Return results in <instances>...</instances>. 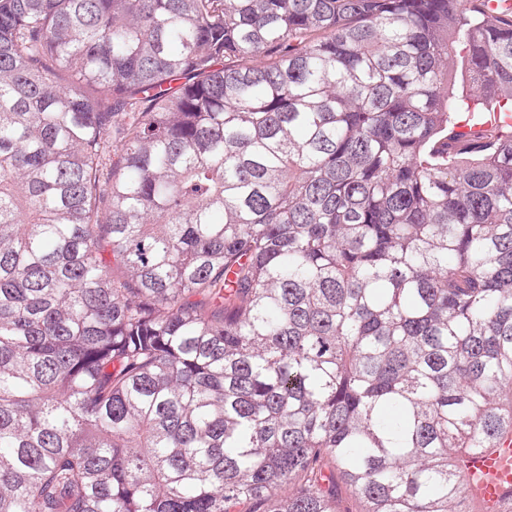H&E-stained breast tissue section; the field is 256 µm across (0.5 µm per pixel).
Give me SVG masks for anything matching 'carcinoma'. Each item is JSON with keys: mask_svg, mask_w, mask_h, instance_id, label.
<instances>
[{"mask_svg": "<svg viewBox=\"0 0 512 512\" xmlns=\"http://www.w3.org/2000/svg\"><path fill=\"white\" fill-rule=\"evenodd\" d=\"M486 112L508 0H0V512H512ZM475 465L491 477L480 491L486 500L498 499L503 490V483L512 484V447L485 454L477 459Z\"/></svg>", "mask_w": 512, "mask_h": 512, "instance_id": "obj_1", "label": "carcinoma"}]
</instances>
